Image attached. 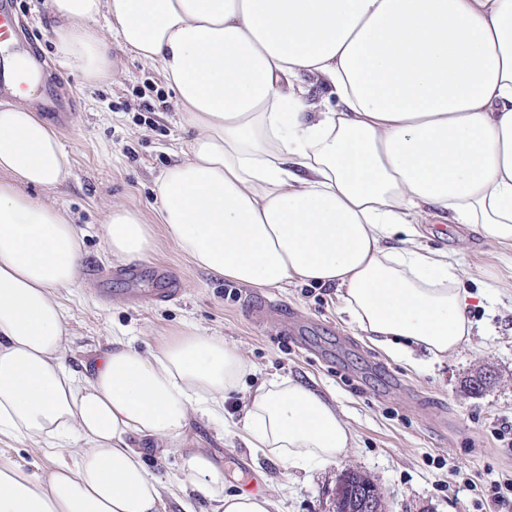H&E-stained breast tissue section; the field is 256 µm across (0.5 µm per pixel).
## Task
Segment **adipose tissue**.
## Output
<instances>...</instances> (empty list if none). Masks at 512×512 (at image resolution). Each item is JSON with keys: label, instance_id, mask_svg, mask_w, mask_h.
Here are the masks:
<instances>
[{"label": "adipose tissue", "instance_id": "ef3b65f1", "mask_svg": "<svg viewBox=\"0 0 512 512\" xmlns=\"http://www.w3.org/2000/svg\"><path fill=\"white\" fill-rule=\"evenodd\" d=\"M56 53L112 79L97 25L158 65L194 135L157 185L161 231L115 205L112 258L141 261L164 233L200 269L238 283L338 288L353 322L398 356L433 359L472 335L465 272L418 247L436 208L512 242V0H48ZM335 107L312 112L303 76ZM70 158L38 113L0 105V512H165L180 490L212 512H274L270 495L229 492L190 449L193 418L219 420L251 367L191 326L143 353L113 340L87 372L68 362L61 301L82 237L52 201ZM42 190L34 198L27 188ZM248 447L299 467L350 446L335 405L274 377L251 391ZM181 449L177 474L145 465L138 439Z\"/></svg>", "mask_w": 512, "mask_h": 512}]
</instances>
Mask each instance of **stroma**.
<instances>
[{"label": "stroma", "instance_id": "obj_1", "mask_svg": "<svg viewBox=\"0 0 512 512\" xmlns=\"http://www.w3.org/2000/svg\"><path fill=\"white\" fill-rule=\"evenodd\" d=\"M52 75L76 104L58 137L71 168L54 197L83 230L85 263L80 282L62 302L74 335V368L93 365L112 337L139 350L186 325L223 336L253 370L245 390L277 375L311 385L332 398L353 433L342 458L303 469L248 448L240 436L243 392L226 402L224 423L194 420L195 447L224 468V486L256 484L269 490L277 512H334L342 474L366 475L384 495L386 512H512V492L494 497L495 485L512 483V246L485 239L468 224L425 216L419 246L444 251L467 268L476 297L468 345L438 360L421 351L412 361L372 344L345 311L334 287L301 282L260 288L197 268L165 237L133 262V277H98L114 267L103 224L112 205L138 211L157 224L156 182L182 158L190 137L177 101L158 68L113 47L115 76L91 83L54 49L56 23L48 0H21ZM182 279L174 300L152 301L162 267ZM274 302L289 320L252 312L248 303Z\"/></svg>", "mask_w": 512, "mask_h": 512}]
</instances>
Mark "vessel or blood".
Masks as SVG:
<instances>
[{
  "instance_id": "obj_1",
  "label": "vessel or blood",
  "mask_w": 512,
  "mask_h": 512,
  "mask_svg": "<svg viewBox=\"0 0 512 512\" xmlns=\"http://www.w3.org/2000/svg\"><path fill=\"white\" fill-rule=\"evenodd\" d=\"M45 68V59L16 11V0H0V97L23 100ZM40 107L62 121L68 116L69 105L53 84L43 87Z\"/></svg>"
}]
</instances>
